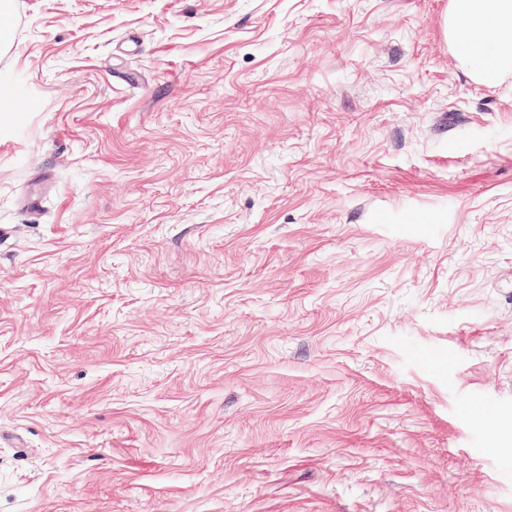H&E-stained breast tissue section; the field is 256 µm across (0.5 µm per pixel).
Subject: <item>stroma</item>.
<instances>
[{
  "instance_id": "1",
  "label": "stroma",
  "mask_w": 512,
  "mask_h": 512,
  "mask_svg": "<svg viewBox=\"0 0 512 512\" xmlns=\"http://www.w3.org/2000/svg\"><path fill=\"white\" fill-rule=\"evenodd\" d=\"M448 0H0V512H512V77Z\"/></svg>"
}]
</instances>
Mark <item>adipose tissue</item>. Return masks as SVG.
Returning <instances> with one entry per match:
<instances>
[{"mask_svg": "<svg viewBox=\"0 0 512 512\" xmlns=\"http://www.w3.org/2000/svg\"><path fill=\"white\" fill-rule=\"evenodd\" d=\"M445 36L481 82L512 76V0H449Z\"/></svg>", "mask_w": 512, "mask_h": 512, "instance_id": "ef3b65f1", "label": "adipose tissue"}]
</instances>
